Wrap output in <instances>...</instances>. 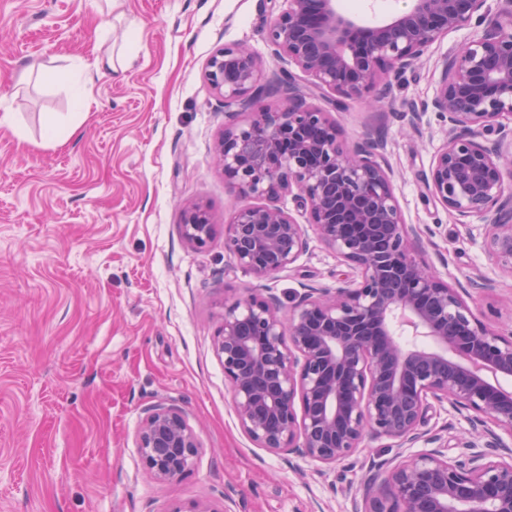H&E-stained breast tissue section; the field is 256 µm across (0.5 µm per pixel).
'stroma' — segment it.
<instances>
[{
    "mask_svg": "<svg viewBox=\"0 0 512 512\" xmlns=\"http://www.w3.org/2000/svg\"><path fill=\"white\" fill-rule=\"evenodd\" d=\"M284 0H0V512H351L372 468L438 447L459 454L466 412L437 404L403 448L367 435L339 465L260 448L242 430L215 353L225 289L287 300L335 287L349 268L316 236L287 271L260 282L224 249L231 194L214 160L224 100L205 78L220 48L244 44L264 75L291 72L265 40ZM483 29L433 43L393 83L384 110L332 111L342 140L379 131L395 195L424 258L490 324L512 321V276L483 250L479 217L457 223L425 196L448 134L437 113L416 127L406 103L431 101L438 63ZM86 87L76 104L74 87ZM208 207L218 229L189 245L182 214ZM491 281L492 289L482 288ZM182 409L201 451L183 477L150 478L136 446L146 408Z\"/></svg>",
    "mask_w": 512,
    "mask_h": 512,
    "instance_id": "obj_1",
    "label": "stroma"
}]
</instances>
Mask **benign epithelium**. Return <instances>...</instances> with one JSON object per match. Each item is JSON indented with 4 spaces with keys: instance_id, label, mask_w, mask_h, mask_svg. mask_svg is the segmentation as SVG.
I'll return each mask as SVG.
<instances>
[{
    "instance_id": "benign-epithelium-1",
    "label": "benign epithelium",
    "mask_w": 512,
    "mask_h": 512,
    "mask_svg": "<svg viewBox=\"0 0 512 512\" xmlns=\"http://www.w3.org/2000/svg\"><path fill=\"white\" fill-rule=\"evenodd\" d=\"M486 0H410L387 20L360 25L339 0H287L266 41L335 108L364 99L412 68L437 40L476 19ZM477 40L440 65L433 111L450 133L424 177L427 196L460 223L493 215L483 248L512 275V194L503 152L512 132V0ZM224 98L215 157L235 195L224 248L256 280L290 268L306 250L305 225L351 270L335 288H305L282 311L273 296L224 297L215 352L240 426L259 447L323 464L352 457L367 432L402 446L419 438L435 403L472 413L483 449L450 457L441 449L368 477L373 494L354 512H512V328L491 326L410 244L379 145L339 140L336 121L292 79L266 77L242 45L219 49L205 72ZM269 97L283 101L272 108ZM247 121L236 122L240 112ZM292 197L304 222L282 206ZM184 238L203 247L215 231L209 210L186 209ZM435 348L402 345L399 330ZM146 472L158 481L186 474L201 446L182 410L147 408L136 435Z\"/></svg>"
}]
</instances>
